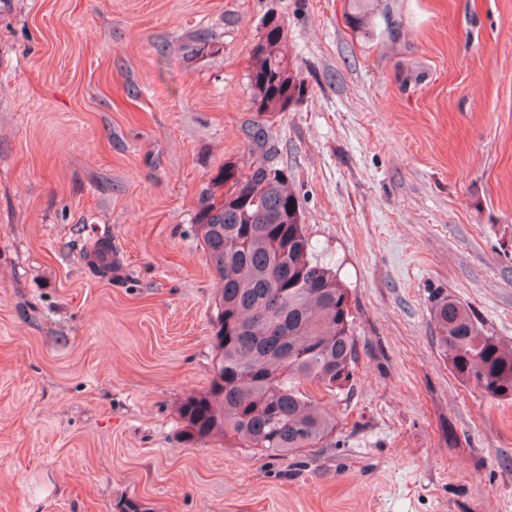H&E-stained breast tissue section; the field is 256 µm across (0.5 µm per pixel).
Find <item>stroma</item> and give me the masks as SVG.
Returning a JSON list of instances; mask_svg holds the SVG:
<instances>
[{
  "instance_id": "stroma-1",
  "label": "stroma",
  "mask_w": 512,
  "mask_h": 512,
  "mask_svg": "<svg viewBox=\"0 0 512 512\" xmlns=\"http://www.w3.org/2000/svg\"><path fill=\"white\" fill-rule=\"evenodd\" d=\"M347 4L0 0V512H512V399L428 312L512 341V0ZM270 13L306 87L272 135L359 339L350 389L308 388L335 438L279 459L177 413L212 375L198 197L247 152ZM351 12L345 18L347 23L357 29L370 26V20L374 15L372 7L375 0H351ZM430 317L439 350L462 382L492 399L512 398L511 342L486 334L474 312L449 294L433 298Z\"/></svg>"
}]
</instances>
